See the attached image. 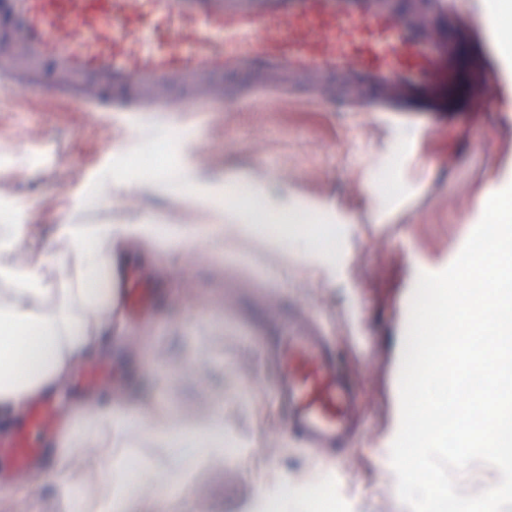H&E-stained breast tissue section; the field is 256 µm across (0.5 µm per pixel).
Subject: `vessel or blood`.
I'll use <instances>...</instances> for the list:
<instances>
[{
    "mask_svg": "<svg viewBox=\"0 0 512 512\" xmlns=\"http://www.w3.org/2000/svg\"><path fill=\"white\" fill-rule=\"evenodd\" d=\"M1 33V82L23 97L52 66L83 112H139L155 91L173 112L233 103L284 75L289 98L340 106L364 128L381 112L453 113L512 82V56L496 49L512 28L495 0L464 13L457 0H0ZM265 321L287 434L319 456L338 454L356 394L331 337L282 301ZM56 425L40 402L0 439L15 480L42 461L36 437Z\"/></svg>",
    "mask_w": 512,
    "mask_h": 512,
    "instance_id": "obj_1",
    "label": "vessel or blood"
}]
</instances>
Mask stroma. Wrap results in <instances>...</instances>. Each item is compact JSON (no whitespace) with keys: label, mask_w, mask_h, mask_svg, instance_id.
Listing matches in <instances>:
<instances>
[{"label":"stroma","mask_w":512,"mask_h":512,"mask_svg":"<svg viewBox=\"0 0 512 512\" xmlns=\"http://www.w3.org/2000/svg\"><path fill=\"white\" fill-rule=\"evenodd\" d=\"M47 84L27 98L0 91V199L22 206L40 246L74 198L107 188L136 206H93L85 224H157L178 233L221 221L218 201L188 214L178 186L184 168L203 184L254 192L269 218L302 210L335 228L331 255L308 235L285 252L225 226L219 252H165L141 264L156 282L153 312L128 319L138 343L109 338L100 359L115 388L90 392L71 378L49 402H122L172 417L224 413L238 456L209 462L184 489L138 496L132 512H252L270 474L307 480L316 457L284 433L274 382L245 320L269 294L319 318L334 336L360 396V422L336 464L333 486L348 512H410L396 491L390 449L398 432L400 360L418 271H442L480 221L483 190L512 185V86L452 115L401 120L383 114L358 129L320 103L282 110L279 96L201 105L196 112L87 115L49 100ZM366 178L364 194L352 180ZM419 218L400 210L403 198ZM203 339V358L188 357ZM175 371L156 382L157 371ZM65 464L75 486L99 488L97 455L53 446L48 470ZM0 512H72L50 478L0 484Z\"/></svg>","instance_id":"35a3bbf8"}]
</instances>
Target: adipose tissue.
Instances as JSON below:
<instances>
[{
	"mask_svg": "<svg viewBox=\"0 0 512 512\" xmlns=\"http://www.w3.org/2000/svg\"><path fill=\"white\" fill-rule=\"evenodd\" d=\"M32 225L19 212L0 210V334L24 339L39 348L37 360L18 367L11 350L0 352V415L23 416L29 404L59 388L103 337L125 331L120 302V275L132 256L129 244L148 249L208 250L216 236L199 239L185 230L160 234L154 224L57 225L50 248L33 249ZM224 415L214 412L193 420L149 417L134 406L98 408L83 405L71 422L66 445L81 451L104 447L108 436L129 431L150 434L168 449L170 463L157 465L138 457L140 473L158 491L181 489L224 447ZM102 495L88 507L64 471L55 479L73 512H129L135 497L132 477L120 461L101 457Z\"/></svg>",
	"mask_w": 512,
	"mask_h": 512,
	"instance_id": "ef3b65f1",
	"label": "adipose tissue"
}]
</instances>
